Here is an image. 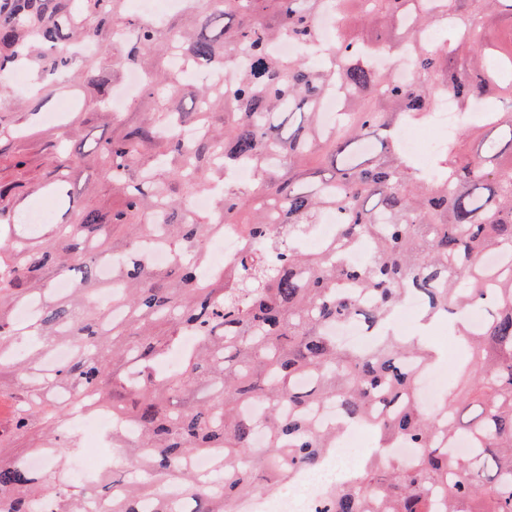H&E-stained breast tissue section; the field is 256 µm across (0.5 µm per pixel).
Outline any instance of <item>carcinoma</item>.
I'll use <instances>...</instances> for the list:
<instances>
[{
  "label": "carcinoma",
  "mask_w": 512,
  "mask_h": 512,
  "mask_svg": "<svg viewBox=\"0 0 512 512\" xmlns=\"http://www.w3.org/2000/svg\"><path fill=\"white\" fill-rule=\"evenodd\" d=\"M335 41L326 64L273 54L270 43L311 44L328 2ZM128 0H0V74L24 71L17 92L0 84V172L31 165L25 143L38 114L66 85L81 108L107 111L128 65L145 75L130 101L137 119L93 139L85 113L42 142L51 168L43 188L70 214L28 224L19 185L0 175V372L14 377L0 421V512H171L176 486L192 512H236L256 493L339 446L364 426L378 447L422 449L412 462L375 452L327 493L320 512H512V0H190L166 22L129 11ZM498 17L507 53L485 39ZM445 41L428 43V32ZM412 54L416 76L400 83L373 68L368 53ZM224 66L222 87L182 79L176 61ZM346 90L339 123L319 120L326 94ZM447 92L463 113L479 108L497 138L462 148L446 141L431 167L416 164L399 130L432 119ZM202 132L185 138L182 131ZM98 171L112 206L75 202L71 173ZM240 166L245 189L226 187ZM208 192L213 207L189 206ZM326 209L337 238L312 249ZM240 231L228 268L207 265L206 244ZM365 241L371 257L349 258ZM166 249L169 265L148 252ZM123 257L112 306L98 275L103 257ZM67 276L72 292L55 282ZM423 298V323L486 301L482 325L460 324V367L470 388H448L434 419L418 401L415 370L438 352L395 334L392 318L410 293ZM38 304L18 321L13 311ZM356 321L370 330L362 350L336 336ZM59 345L68 361L41 371ZM336 402L339 424L315 412ZM259 403L258 414L248 412ZM103 406L125 420L112 430L139 475L73 481L62 461L80 453L70 409ZM266 436L255 444L258 432ZM38 433L22 457L4 449ZM464 441L470 454L458 452ZM221 452L203 479L190 459ZM48 460L42 470L32 456ZM122 493L109 495L110 485Z\"/></svg>",
  "instance_id": "1"
}]
</instances>
